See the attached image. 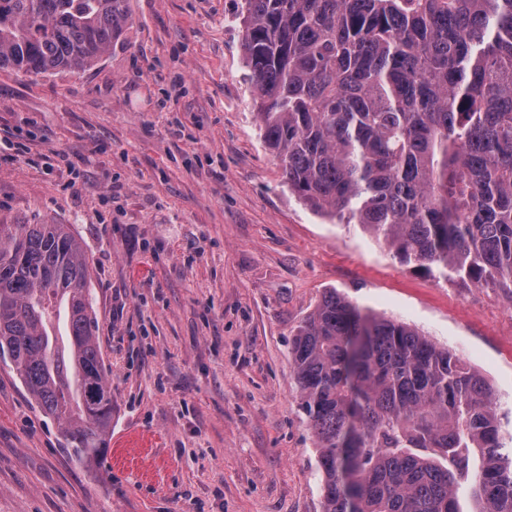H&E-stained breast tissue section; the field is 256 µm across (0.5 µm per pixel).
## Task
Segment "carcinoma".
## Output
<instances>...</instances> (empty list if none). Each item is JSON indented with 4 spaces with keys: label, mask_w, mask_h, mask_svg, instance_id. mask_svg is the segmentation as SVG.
<instances>
[{
    "label": "carcinoma",
    "mask_w": 512,
    "mask_h": 512,
    "mask_svg": "<svg viewBox=\"0 0 512 512\" xmlns=\"http://www.w3.org/2000/svg\"><path fill=\"white\" fill-rule=\"evenodd\" d=\"M262 138L288 190L440 280L512 303V0H244ZM125 0H0V68L94 66ZM91 272L70 224H0V357L78 464L112 432ZM322 512H512L489 381L332 288L289 348Z\"/></svg>",
    "instance_id": "cac0c4a2"
}]
</instances>
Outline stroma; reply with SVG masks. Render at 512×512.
<instances>
[{
  "mask_svg": "<svg viewBox=\"0 0 512 512\" xmlns=\"http://www.w3.org/2000/svg\"><path fill=\"white\" fill-rule=\"evenodd\" d=\"M243 0H126L96 65L0 70V224H70L90 262L126 466L75 465L0 358V512H321L288 361L330 288L410 324L512 409V304L306 208L260 130Z\"/></svg>",
  "mask_w": 512,
  "mask_h": 512,
  "instance_id": "stroma-1",
  "label": "stroma"
}]
</instances>
